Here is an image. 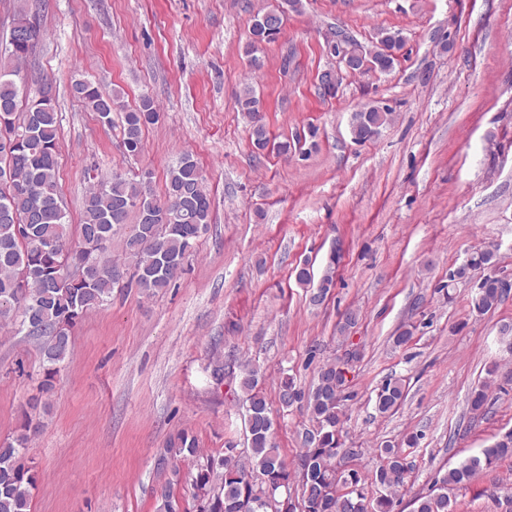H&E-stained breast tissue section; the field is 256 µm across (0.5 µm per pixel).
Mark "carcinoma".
<instances>
[{"label": "carcinoma", "mask_w": 512, "mask_h": 512, "mask_svg": "<svg viewBox=\"0 0 512 512\" xmlns=\"http://www.w3.org/2000/svg\"><path fill=\"white\" fill-rule=\"evenodd\" d=\"M29 0L18 6L15 22L29 24L24 34H9L13 47L0 54V115L9 125L0 128V326L10 325L15 332L29 329L28 315L40 326L35 334L42 362L41 389L54 388L58 365L71 354L73 330L91 311L105 306L117 286L122 267L105 258V238L128 229L125 246L135 259L136 285L148 295L168 287L174 277L161 270L177 267L195 251L200 233L210 220V192L203 171L189 153L181 155L167 172L164 198H154L144 180L122 175L90 174L92 181L83 202L81 224L72 226L61 206L58 173L59 112L52 93L31 98L25 111L19 103L26 86L18 81L22 65L44 38L39 22L29 16ZM285 6L269 11L272 26L265 32L251 30L252 42L246 52L254 51L255 42H271L281 33L285 8L299 9L300 0H284ZM404 46L397 30L381 29L376 46L369 53L368 69L391 72L398 58L389 50ZM72 95L94 112L98 120L112 124V113L121 112L123 146L130 156L143 150L142 132L155 123L158 114L154 101L144 96L131 109L116 95L102 93L89 79L71 83ZM242 112H258L259 99L245 90L237 98ZM393 120L392 113L376 107H363L351 116L350 131L354 141L365 143L378 137ZM137 222L130 225V213ZM492 249L471 255L468 263L456 270L449 281L461 278L470 267L492 266ZM336 256L329 257L319 287L310 295L316 305L334 288ZM71 268L83 271V278L68 276ZM504 293L500 279L489 277L472 298L473 309L483 314L497 307ZM341 359L324 361L316 385L309 391L297 385L296 377L286 372L280 379L278 399L285 409L299 408L318 431L305 432L299 460L310 465V478L296 484L291 468L281 458L272 442L273 421L267 399L259 387L260 371L247 364L240 369L239 388L243 393L245 419L249 429L251 455L241 458L227 446L217 454H204L196 441L182 435L164 449L159 464L170 465V477L155 490L157 512H179V490L186 483L199 502V512H234L244 494L273 489L277 512H291L292 499H300L307 512H395L397 492L404 487L412 465L396 445L387 443L375 449L378 465L373 480L378 495L368 500V507H355V494L336 480V454L343 447L337 432L343 416V402L349 379L340 368ZM407 395L401 378H391L378 388L374 410L384 416L397 411ZM39 429L29 412H22L15 434L0 442V512H31V491L38 474L26 463L25 450L31 436ZM512 456V432L502 435L493 445L483 448L459 465L449 469L426 496L414 500V512H454L449 492L467 486L481 471L494 467ZM192 459L193 468L182 473L177 461Z\"/></svg>", "instance_id": "cac0c4a2"}]
</instances>
